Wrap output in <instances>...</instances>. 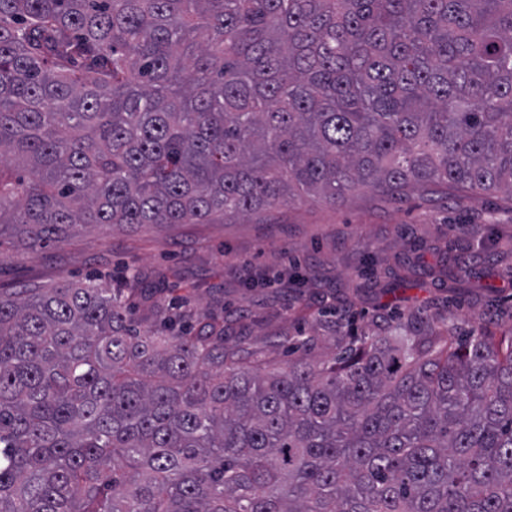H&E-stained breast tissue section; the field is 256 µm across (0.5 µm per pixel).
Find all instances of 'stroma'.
<instances>
[{
    "instance_id": "1",
    "label": "stroma",
    "mask_w": 512,
    "mask_h": 512,
    "mask_svg": "<svg viewBox=\"0 0 512 512\" xmlns=\"http://www.w3.org/2000/svg\"><path fill=\"white\" fill-rule=\"evenodd\" d=\"M133 271L141 327L160 328L155 300L188 299L194 325L223 323L226 348L252 366L330 358L399 313L413 315L414 336H501L512 331V199L362 190L336 204L296 199L269 221L79 227L0 252L11 290L93 275L124 288Z\"/></svg>"
}]
</instances>
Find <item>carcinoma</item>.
Masks as SVG:
<instances>
[{
  "instance_id": "obj_1",
  "label": "carcinoma",
  "mask_w": 512,
  "mask_h": 512,
  "mask_svg": "<svg viewBox=\"0 0 512 512\" xmlns=\"http://www.w3.org/2000/svg\"><path fill=\"white\" fill-rule=\"evenodd\" d=\"M512 198V0H0V239L305 194ZM133 289H0V512H512V332L250 368Z\"/></svg>"
}]
</instances>
